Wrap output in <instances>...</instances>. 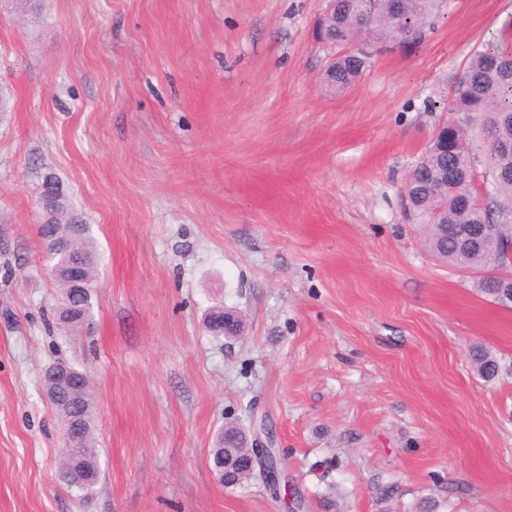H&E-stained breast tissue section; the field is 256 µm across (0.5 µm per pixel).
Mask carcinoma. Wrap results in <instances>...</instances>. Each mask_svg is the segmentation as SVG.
Masks as SVG:
<instances>
[{"label": "carcinoma", "mask_w": 512, "mask_h": 512, "mask_svg": "<svg viewBox=\"0 0 512 512\" xmlns=\"http://www.w3.org/2000/svg\"><path fill=\"white\" fill-rule=\"evenodd\" d=\"M436 0H398L391 9L388 0H336V14L323 21L325 36L338 45L349 43L361 28L376 44H399L415 39L431 17ZM367 56L343 53L336 65L326 70V82L343 91L362 74ZM451 111L468 116L466 122H454L448 128V140L439 139L425 150L412 170L408 187L414 205V223L426 232L425 245L440 261L459 267L493 273L499 262L490 248L464 251L456 237L459 224L502 222L500 234L512 236V51L493 48L473 53L454 90ZM484 142V150L473 147V133ZM455 170L456 179L446 185L440 181L445 169ZM491 184L486 204H474L476 177ZM57 228L78 235L77 258L86 277H97L96 243L83 216L67 207L56 215ZM472 360L479 375L492 378L498 373L496 359L484 348L473 351ZM96 480L99 476L98 454L93 433H88L85 447L72 461Z\"/></svg>", "instance_id": "1"}]
</instances>
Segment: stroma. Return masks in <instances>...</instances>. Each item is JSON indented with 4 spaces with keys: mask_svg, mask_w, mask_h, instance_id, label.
<instances>
[{
    "mask_svg": "<svg viewBox=\"0 0 512 512\" xmlns=\"http://www.w3.org/2000/svg\"><path fill=\"white\" fill-rule=\"evenodd\" d=\"M321 0H0V512H512V307L428 251L402 192L512 0H438L421 40L323 81ZM97 243L92 317L54 321L37 195ZM217 307L240 336L207 326ZM496 357L493 379L470 349ZM87 372L100 477L58 475L44 370ZM276 435L281 494L211 472Z\"/></svg>",
    "mask_w": 512,
    "mask_h": 512,
    "instance_id": "1",
    "label": "stroma"
}]
</instances>
